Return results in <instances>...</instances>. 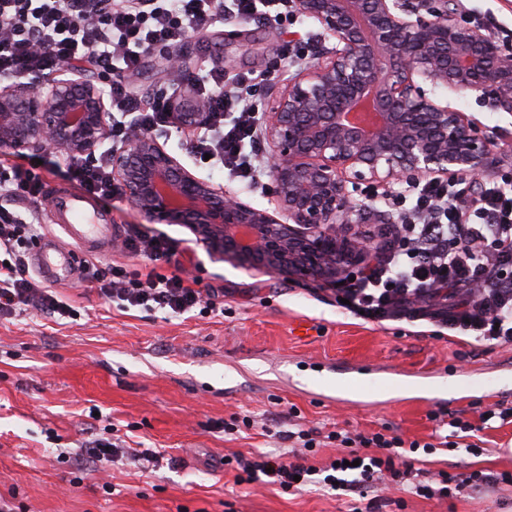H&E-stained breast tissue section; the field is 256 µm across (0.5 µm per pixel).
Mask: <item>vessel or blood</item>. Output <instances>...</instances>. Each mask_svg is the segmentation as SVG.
I'll use <instances>...</instances> for the list:
<instances>
[{
  "mask_svg": "<svg viewBox=\"0 0 512 512\" xmlns=\"http://www.w3.org/2000/svg\"><path fill=\"white\" fill-rule=\"evenodd\" d=\"M49 199L50 222L71 240L72 248L102 255L111 252L120 233L119 225L112 222L111 210L97 206L94 197L74 188L50 191ZM70 250L60 247L56 238H49L35 264L47 276H71L74 270Z\"/></svg>",
  "mask_w": 512,
  "mask_h": 512,
  "instance_id": "b4317fda",
  "label": "vessel or blood"
}]
</instances>
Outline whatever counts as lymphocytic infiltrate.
Wrapping results in <instances>:
<instances>
[{
  "label": "lymphocytic infiltrate",
  "instance_id": "f902f5d3",
  "mask_svg": "<svg viewBox=\"0 0 512 512\" xmlns=\"http://www.w3.org/2000/svg\"><path fill=\"white\" fill-rule=\"evenodd\" d=\"M279 6V0H0V81H32L63 64L108 75L111 137L120 140L132 125L152 131L169 110V95L147 101L124 80L145 55L183 44L205 26L223 22L225 9L249 16ZM186 84L210 114L193 150L209 155L211 164L230 178L258 184L264 175L255 151L258 107L229 88L223 67L216 64L188 77ZM66 173L98 198L117 192L111 157L74 156ZM43 195L40 173L0 158V316L23 305L59 319L75 314L22 266L37 217L34 210L17 211L13 203L27 199L37 204ZM380 203L399 212L401 221L368 229L374 247L345 270L348 284L341 296L348 311L379 322L424 320L481 341L511 343L512 191L494 181L471 192L455 180H427ZM123 245L143 253L155 267L145 274L118 267L105 274L88 266L87 277L98 283L102 296L178 315L211 308L209 294L157 271V264L169 262L175 251L167 237L130 230ZM328 438L336 443L339 467L323 483L342 495L363 498L364 506L353 512H374L376 501L368 496L374 488L401 489L408 455L420 447L418 441L381 431L352 437L336 430ZM236 464L249 478L263 475L268 484L288 490L301 489L317 473L301 457H240Z\"/></svg>",
  "mask_w": 512,
  "mask_h": 512
}]
</instances>
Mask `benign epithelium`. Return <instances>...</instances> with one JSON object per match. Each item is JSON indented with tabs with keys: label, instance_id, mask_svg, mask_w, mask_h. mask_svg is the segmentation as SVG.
Instances as JSON below:
<instances>
[{
	"label": "benign epithelium",
	"instance_id": "1",
	"mask_svg": "<svg viewBox=\"0 0 512 512\" xmlns=\"http://www.w3.org/2000/svg\"><path fill=\"white\" fill-rule=\"evenodd\" d=\"M327 45L268 94L263 137L275 183L273 210L256 208L189 170L138 129L112 152L127 199L154 224H184L226 259L267 271L329 279L361 254L358 186L485 176L494 143L465 113L434 95L475 96L490 112H512V52L483 27L462 23L452 0H288ZM430 86L427 91L424 86ZM195 111L164 115L199 131ZM101 87L64 67L36 89L0 87V146L93 155L110 137Z\"/></svg>",
	"mask_w": 512,
	"mask_h": 512
}]
</instances>
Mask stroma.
Instances as JSON below:
<instances>
[{"label":"stroma","mask_w":512,"mask_h":512,"mask_svg":"<svg viewBox=\"0 0 512 512\" xmlns=\"http://www.w3.org/2000/svg\"><path fill=\"white\" fill-rule=\"evenodd\" d=\"M460 20L480 25L512 48V0H458ZM321 48L318 30L291 13L226 14L177 51L187 72L224 66V78L262 76L253 102ZM175 76L165 52L145 57L125 81L136 93L164 95ZM480 122L497 142L494 178L512 188V113L490 112L474 96L438 90ZM156 140L196 175L262 208L272 178L255 187L196 160L191 137L166 125ZM117 223L161 234L177 252L162 273L215 289L216 308L181 316L123 308L86 281L84 264L148 272L141 255L113 247L79 253L76 276L57 285L77 315L58 324L28 307L0 317V497L18 512H351L354 498L312 483L288 491L238 476L233 458L291 456L300 444L280 438L297 424L328 434L390 429L405 441L434 443L431 418L472 423L490 405L512 404V344L493 348L431 326L365 322L340 308L328 285L224 260L180 224H152L123 194L105 200ZM306 322L307 335L295 326ZM477 453L436 447L414 462L422 483L439 473L512 471V422L479 431ZM99 438L159 449L158 463L102 461L110 474L76 469L74 448ZM377 512H512V486H465L449 499L403 490L381 494Z\"/></svg>","instance_id":"stroma-1"}]
</instances>
